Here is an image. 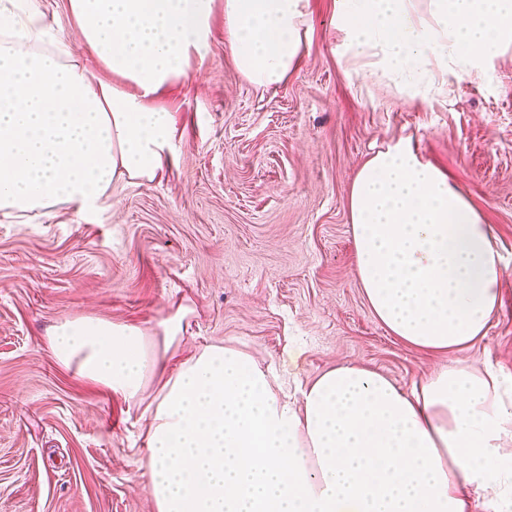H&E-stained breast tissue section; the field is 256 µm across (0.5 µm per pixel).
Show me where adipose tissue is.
<instances>
[{
  "label": "adipose tissue",
  "instance_id": "adipose-tissue-1",
  "mask_svg": "<svg viewBox=\"0 0 512 512\" xmlns=\"http://www.w3.org/2000/svg\"><path fill=\"white\" fill-rule=\"evenodd\" d=\"M335 0L350 58L398 86L454 70L484 75L512 48V0ZM96 80L37 0L0 5V215L34 220L57 204L104 208L120 181H153L173 153L172 118L151 102L210 54L215 0H68ZM309 0H224L240 73L260 87L300 63ZM358 277L399 340L450 353L486 333L505 265L480 210L409 140L376 152L349 197ZM135 326L63 320L48 344L65 368L143 404L145 487L154 512H468L470 495H512V376L452 360L402 390L341 364L300 389L246 352L210 345L167 364L180 315ZM164 373L142 403L151 372Z\"/></svg>",
  "mask_w": 512,
  "mask_h": 512
}]
</instances>
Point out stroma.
<instances>
[{
    "label": "stroma",
    "mask_w": 512,
    "mask_h": 512,
    "mask_svg": "<svg viewBox=\"0 0 512 512\" xmlns=\"http://www.w3.org/2000/svg\"><path fill=\"white\" fill-rule=\"evenodd\" d=\"M96 77L65 0H38ZM298 69L258 88L227 44L155 102L173 116L175 157L125 182L101 212L65 205L31 222L0 217V512H152L140 406L80 379L47 331L85 316L159 335L182 312L172 365L235 346L287 389L342 363L408 390L449 359L512 375V50L484 78L451 71L439 94L376 80L344 52L334 0H310ZM410 139L490 224L506 275L485 336L453 355L392 336L359 285L349 192L376 150Z\"/></svg>",
    "instance_id": "stroma-1"
}]
</instances>
